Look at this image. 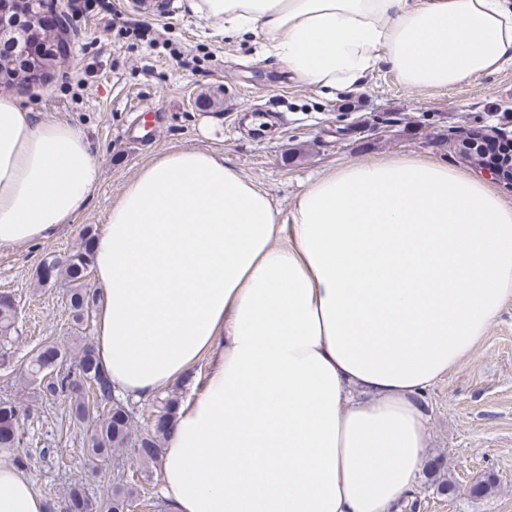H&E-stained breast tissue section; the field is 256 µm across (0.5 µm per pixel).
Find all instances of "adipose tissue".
Instances as JSON below:
<instances>
[{"label":"adipose tissue","mask_w":512,"mask_h":512,"mask_svg":"<svg viewBox=\"0 0 512 512\" xmlns=\"http://www.w3.org/2000/svg\"><path fill=\"white\" fill-rule=\"evenodd\" d=\"M190 7L329 91L382 64L419 89L512 64V0ZM100 180L82 130L0 96L1 247L59 237ZM93 252L113 393L146 401L209 361L162 453L169 512H407L428 448L418 399L512 299V203L400 154L319 176L283 212L222 154L184 148L126 185ZM0 512H48L4 463Z\"/></svg>","instance_id":"obj_1"}]
</instances>
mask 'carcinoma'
<instances>
[{
  "label": "carcinoma",
  "mask_w": 512,
  "mask_h": 512,
  "mask_svg": "<svg viewBox=\"0 0 512 512\" xmlns=\"http://www.w3.org/2000/svg\"><path fill=\"white\" fill-rule=\"evenodd\" d=\"M92 234L85 229L76 250L64 256H49L37 270L40 285L59 279L69 284L66 303L73 325L81 327L89 321L97 301L96 291L86 287L85 280L93 263L90 246ZM17 308L13 298L0 294V337L17 330ZM76 360L75 368L64 365ZM26 376L38 384L39 396L45 400L67 402L68 418L92 429L85 454L93 460L109 458L116 450L127 452L137 463L138 481L119 478L112 485V494L91 501L84 485L70 486L60 512H130L136 497L154 490L153 468L161 456L168 429L176 411V399L167 398L156 405L153 422L140 431L135 428L136 408L112 396L107 376L98 364L93 344L79 336L67 347L56 344L41 346L26 363ZM24 435L19 430V412L10 401L0 400V453L12 464L25 470L29 456L21 452Z\"/></svg>",
  "instance_id": "cac0c4a2"
}]
</instances>
